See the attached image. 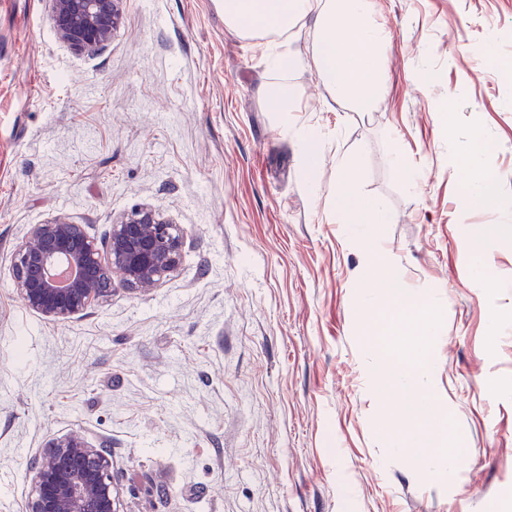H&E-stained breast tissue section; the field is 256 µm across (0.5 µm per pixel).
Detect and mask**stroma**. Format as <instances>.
<instances>
[{"mask_svg": "<svg viewBox=\"0 0 512 512\" xmlns=\"http://www.w3.org/2000/svg\"><path fill=\"white\" fill-rule=\"evenodd\" d=\"M374 7L393 34L383 102L334 101L309 22L288 40L301 104L284 118L260 101L275 79L260 45L214 0H125L93 55L57 38L49 0H0V512H25L33 457L69 434L106 445L122 512L512 501V243H485L495 287L470 275L473 231L512 225V0ZM298 129L316 137L314 168ZM476 130L501 202L463 209ZM352 158L359 195L387 214L371 249L333 217ZM136 206L180 226L170 279L67 321L23 304L11 260L32 225L61 217L100 241ZM371 266L438 307L427 423L465 439L455 471L428 468L439 440L402 444L407 396L381 388L360 315Z\"/></svg>", "mask_w": 512, "mask_h": 512, "instance_id": "1", "label": "stroma"}]
</instances>
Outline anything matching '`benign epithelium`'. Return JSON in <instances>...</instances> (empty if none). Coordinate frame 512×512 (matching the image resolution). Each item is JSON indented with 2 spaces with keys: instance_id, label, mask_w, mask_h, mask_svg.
Segmentation results:
<instances>
[{
  "instance_id": "1",
  "label": "benign epithelium",
  "mask_w": 512,
  "mask_h": 512,
  "mask_svg": "<svg viewBox=\"0 0 512 512\" xmlns=\"http://www.w3.org/2000/svg\"><path fill=\"white\" fill-rule=\"evenodd\" d=\"M124 0H49L60 40L95 53L122 21ZM179 225L149 207H136L110 225L101 242L80 224H35L13 252L12 273L24 304L41 316L71 319L115 285L145 291L170 278L182 257ZM34 490L26 512H118L112 459L104 445L82 436L51 440L35 458Z\"/></svg>"
}]
</instances>
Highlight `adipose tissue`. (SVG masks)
Wrapping results in <instances>:
<instances>
[{
    "label": "adipose tissue",
    "mask_w": 512,
    "mask_h": 512,
    "mask_svg": "<svg viewBox=\"0 0 512 512\" xmlns=\"http://www.w3.org/2000/svg\"><path fill=\"white\" fill-rule=\"evenodd\" d=\"M216 7L223 13L227 28L260 41L269 69L279 75V82L268 85L262 93L268 111L288 113L299 109V97L286 77L301 60L287 50L286 43L289 34L309 17L316 20L311 60L332 95L357 112L373 111L383 100L392 34L379 21L373 0H217ZM354 43L363 45L362 56H351ZM461 160L464 177L459 189L460 205L496 203L497 185L483 155L470 150ZM354 172V163H345L336 180L337 197L348 201L347 206L337 208V223H384L386 214L380 203L357 194ZM361 286L362 311L372 316L371 333L383 343L376 373L383 387L410 393L404 413L414 428L412 442L425 445L428 427L424 413L429 404L425 394V339L436 330L437 313L418 295L401 288L395 274H387L380 289H372L366 278ZM406 335L416 336L418 342L413 357L404 364L392 356L388 344Z\"/></svg>",
    "instance_id": "obj_1"
}]
</instances>
